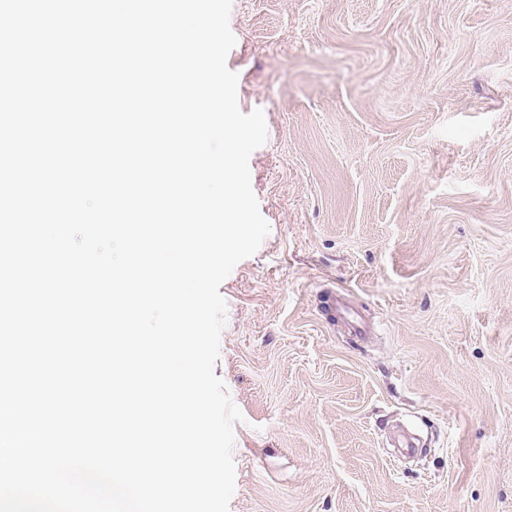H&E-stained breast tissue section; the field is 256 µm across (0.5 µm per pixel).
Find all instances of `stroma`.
Masks as SVG:
<instances>
[{
	"label": "stroma",
	"mask_w": 512,
	"mask_h": 512,
	"mask_svg": "<svg viewBox=\"0 0 512 512\" xmlns=\"http://www.w3.org/2000/svg\"><path fill=\"white\" fill-rule=\"evenodd\" d=\"M230 27L270 232L220 287L229 512H512V0H233Z\"/></svg>",
	"instance_id": "obj_1"
}]
</instances>
